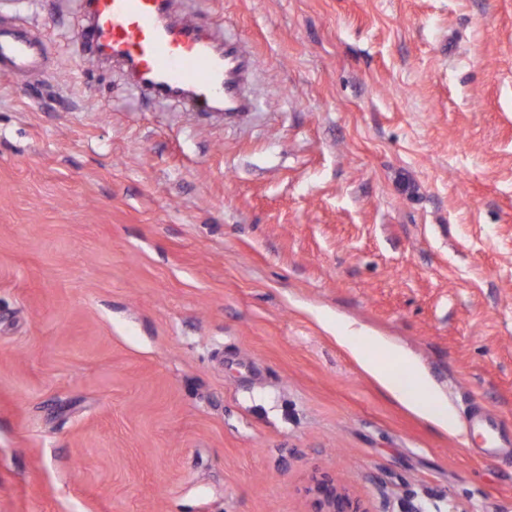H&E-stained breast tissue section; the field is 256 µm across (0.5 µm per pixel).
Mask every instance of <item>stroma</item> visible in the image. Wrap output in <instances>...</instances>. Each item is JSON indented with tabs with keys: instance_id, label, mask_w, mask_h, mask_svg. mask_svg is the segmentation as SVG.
I'll use <instances>...</instances> for the list:
<instances>
[{
	"instance_id": "obj_1",
	"label": "stroma",
	"mask_w": 512,
	"mask_h": 512,
	"mask_svg": "<svg viewBox=\"0 0 512 512\" xmlns=\"http://www.w3.org/2000/svg\"><path fill=\"white\" fill-rule=\"evenodd\" d=\"M79 0H0L50 48L0 74V512H512V453L394 400L410 353L512 432V0H190L258 112L133 88ZM336 338L350 350L366 372L409 410L444 430L455 427L448 406L433 395L427 375L400 351L366 338L376 353L373 356L366 349L365 336H358L347 327L337 326ZM315 493L319 504L316 512H372L360 497L326 477L317 479Z\"/></svg>"
}]
</instances>
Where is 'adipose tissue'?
Listing matches in <instances>:
<instances>
[{"mask_svg":"<svg viewBox=\"0 0 512 512\" xmlns=\"http://www.w3.org/2000/svg\"><path fill=\"white\" fill-rule=\"evenodd\" d=\"M336 337L362 368L409 410L442 429H453L447 405L434 396L427 375L416 363L384 343L365 341L346 327L337 328Z\"/></svg>","mask_w":512,"mask_h":512,"instance_id":"obj_1","label":"adipose tissue"}]
</instances>
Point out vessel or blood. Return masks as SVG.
Masks as SVG:
<instances>
[{
  "label": "vessel or blood",
  "instance_id": "vessel-or-blood-1",
  "mask_svg": "<svg viewBox=\"0 0 512 512\" xmlns=\"http://www.w3.org/2000/svg\"><path fill=\"white\" fill-rule=\"evenodd\" d=\"M81 11V45L94 59L120 63L141 91L196 112L234 117L255 111L244 92L253 62L242 44L201 25L180 0H81ZM47 59V47L31 27L0 25L1 74L33 78ZM468 430L496 454L497 418L470 416Z\"/></svg>",
  "mask_w": 512,
  "mask_h": 512
}]
</instances>
